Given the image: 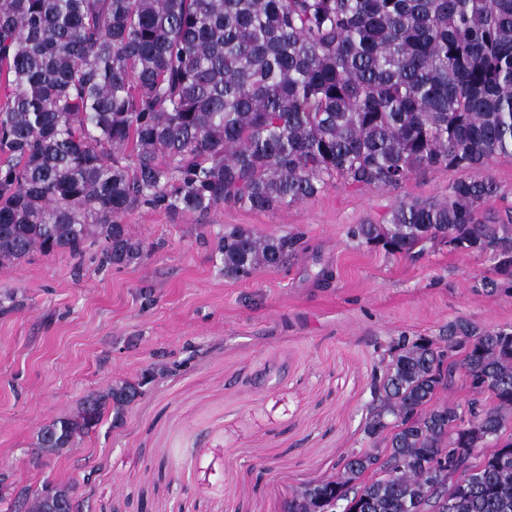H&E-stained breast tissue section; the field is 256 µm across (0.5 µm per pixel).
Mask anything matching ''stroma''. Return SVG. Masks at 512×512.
Listing matches in <instances>:
<instances>
[{
    "label": "stroma",
    "instance_id": "stroma-1",
    "mask_svg": "<svg viewBox=\"0 0 512 512\" xmlns=\"http://www.w3.org/2000/svg\"><path fill=\"white\" fill-rule=\"evenodd\" d=\"M477 175L498 187L486 211L512 210V156L499 155L394 189L333 181L269 211L141 207L122 218L147 248L129 265L100 267L94 244L0 269V301L14 300L0 308V475L55 484L82 512H284L370 447L372 385L400 336L435 338L460 317L512 325V295L481 286L485 257L439 246L411 259L349 235ZM208 225L299 242L282 267L232 281ZM125 382L143 388L120 420L58 453L38 448L41 427Z\"/></svg>",
    "mask_w": 512,
    "mask_h": 512
}]
</instances>
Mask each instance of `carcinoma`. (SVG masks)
<instances>
[{
    "label": "carcinoma",
    "instance_id": "obj_1",
    "mask_svg": "<svg viewBox=\"0 0 512 512\" xmlns=\"http://www.w3.org/2000/svg\"><path fill=\"white\" fill-rule=\"evenodd\" d=\"M3 70L1 269L91 239L103 266L138 260L122 217L142 206L267 211L334 180L395 188L422 167L512 154V0H0ZM496 195L489 179L459 181L351 236L389 254H485L493 293L512 279V211L481 216ZM214 242L234 281L294 245L235 226ZM459 368L474 397L436 401ZM138 393L126 383L86 399L40 446L68 447ZM373 398L363 432L384 447L352 452L288 512H512V326L460 318L444 346L402 337ZM448 448L469 476L440 503ZM380 460L395 476L355 485ZM8 496L22 512L56 509L44 486H1Z\"/></svg>",
    "mask_w": 512,
    "mask_h": 512
}]
</instances>
